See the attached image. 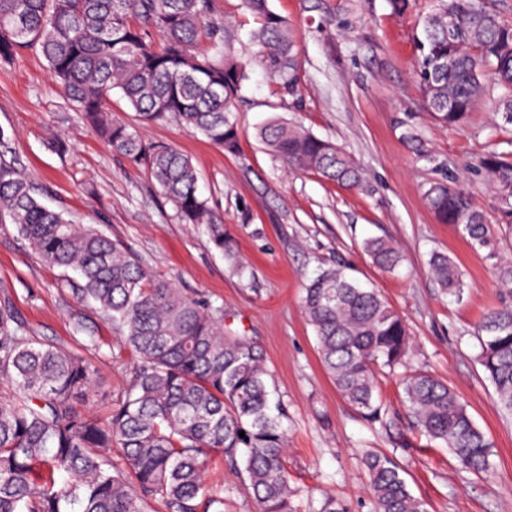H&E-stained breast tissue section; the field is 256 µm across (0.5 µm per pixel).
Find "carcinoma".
<instances>
[{"label": "carcinoma", "mask_w": 512, "mask_h": 512, "mask_svg": "<svg viewBox=\"0 0 512 512\" xmlns=\"http://www.w3.org/2000/svg\"><path fill=\"white\" fill-rule=\"evenodd\" d=\"M243 2L258 21L250 39L260 64L296 95L300 62L288 19L268 0ZM213 14V0H0V65L26 49L39 50L65 97L112 151L146 167L178 217L204 225L214 246L230 255L224 222L199 194L191 160L112 117V92L118 90L141 124L174 117L225 152H237L232 108L241 97L245 65ZM417 44L424 104L439 125L466 123L491 85L501 90L497 114L512 124V25L484 0H437L420 22ZM400 126L411 150L425 155L416 125L407 119ZM257 137L292 170L339 186L361 182L348 153L300 126L270 121ZM475 171L495 189L497 223L512 227V162L489 152ZM425 199L440 223L496 260L505 303L479 322L477 339L497 402L511 414L512 264L499 261L491 225L458 182L431 185ZM0 219L46 263L76 273L74 291L96 305L137 356L117 406L99 419L84 409L94 388L91 363L34 335L11 298H0V386L13 390L0 397V512H224V488L204 481L213 453L238 469L258 512H292L288 409L262 348L224 325V307L182 293L101 230L44 205L2 129ZM364 250L386 270L402 261L387 238L366 240ZM430 265L448 293L461 290L452 258L437 253ZM301 303L337 392L364 419L379 421L380 375L406 366L411 354L405 320L379 290L362 286L342 266L318 271ZM72 333L83 337L85 349H101V337L84 316H73ZM400 385L426 436L445 444L462 468H490L492 442L447 382L414 371ZM115 445L117 460L110 455ZM365 462L374 512H428L392 459L369 453Z\"/></svg>", "instance_id": "carcinoma-1"}]
</instances>
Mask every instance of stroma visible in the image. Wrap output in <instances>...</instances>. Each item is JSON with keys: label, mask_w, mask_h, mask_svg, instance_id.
Listing matches in <instances>:
<instances>
[{"label": "stroma", "mask_w": 512, "mask_h": 512, "mask_svg": "<svg viewBox=\"0 0 512 512\" xmlns=\"http://www.w3.org/2000/svg\"><path fill=\"white\" fill-rule=\"evenodd\" d=\"M290 22L300 58L298 93L272 82L248 40L253 17L241 0H214L218 20H231V49L247 65L234 111L239 150L225 153L173 119L141 128L151 142L187 155L199 187L224 218L235 261L186 224L158 191L148 170L112 152L82 120L35 49L0 66V129L12 138L23 171L78 224H92L132 250L155 275L182 292L223 306L234 327L262 346L280 398L288 406L286 461L296 512H320L335 499L341 512H373L366 453L394 459L429 512H512V415L498 405L479 363L476 324L502 300L484 252L438 223L423 195L430 183L467 186L487 220L495 194L474 165L488 151L512 157V125L496 116L487 94L471 124L445 128L426 111L413 72L414 35L433 0L391 16L387 0H269ZM411 115L430 157L416 159L395 120ZM278 119L331 140L357 163L363 180L344 189L313 173L289 170L257 137ZM392 240L402 255L393 271L377 267L365 239ZM445 253L459 264L465 286L451 294L433 278L429 260ZM344 264L378 289L408 324L409 366L447 382L493 443L491 468L462 469L443 443L412 428L396 378L381 382L387 416L364 421L342 400L324 371L302 308L303 289L322 267ZM62 269L47 265L16 230L0 223V294L38 336L81 349L71 329L82 313L104 346L87 352L95 395L87 409L106 417L135 363L131 349L103 315L72 293ZM208 485L224 490L225 512H256L238 471L221 458L209 463Z\"/></svg>", "instance_id": "stroma-1"}]
</instances>
